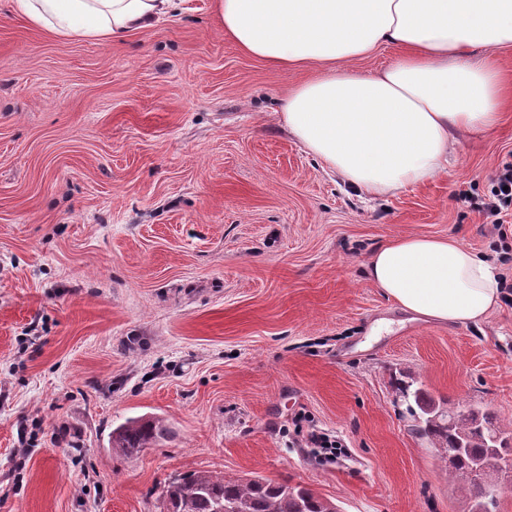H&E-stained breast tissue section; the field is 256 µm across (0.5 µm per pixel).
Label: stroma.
I'll use <instances>...</instances> for the list:
<instances>
[{
    "mask_svg": "<svg viewBox=\"0 0 512 512\" xmlns=\"http://www.w3.org/2000/svg\"><path fill=\"white\" fill-rule=\"evenodd\" d=\"M319 72L237 49L212 0L105 42L0 0V512H163L197 470L299 483L337 512H463L396 380L512 430V294L441 323L366 264L409 234L512 253L475 208L512 163V103L447 173L367 198L280 124ZM140 415L172 436L113 451ZM308 429L346 456L319 460Z\"/></svg>",
    "mask_w": 512,
    "mask_h": 512,
    "instance_id": "1",
    "label": "stroma"
}]
</instances>
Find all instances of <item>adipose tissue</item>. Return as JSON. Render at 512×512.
Returning a JSON list of instances; mask_svg holds the SVG:
<instances>
[{"instance_id": "1", "label": "adipose tissue", "mask_w": 512, "mask_h": 512, "mask_svg": "<svg viewBox=\"0 0 512 512\" xmlns=\"http://www.w3.org/2000/svg\"><path fill=\"white\" fill-rule=\"evenodd\" d=\"M182 0H17L62 38L109 41L151 28ZM225 35L284 71L321 73L280 103L287 131L324 170L372 197L448 169L460 133L495 126L511 88L489 60L512 49V0H215ZM394 46L379 70L353 61ZM369 280L407 313L440 322L486 320L501 272L457 239L409 235L381 246Z\"/></svg>"}]
</instances>
